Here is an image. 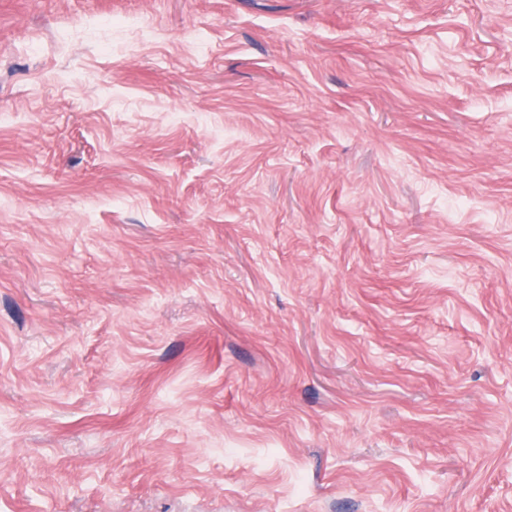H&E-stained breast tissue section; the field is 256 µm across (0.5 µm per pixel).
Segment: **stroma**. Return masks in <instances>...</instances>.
Listing matches in <instances>:
<instances>
[{
    "label": "stroma",
    "mask_w": 512,
    "mask_h": 512,
    "mask_svg": "<svg viewBox=\"0 0 512 512\" xmlns=\"http://www.w3.org/2000/svg\"><path fill=\"white\" fill-rule=\"evenodd\" d=\"M0 512H512V0H0Z\"/></svg>",
    "instance_id": "1"
}]
</instances>
